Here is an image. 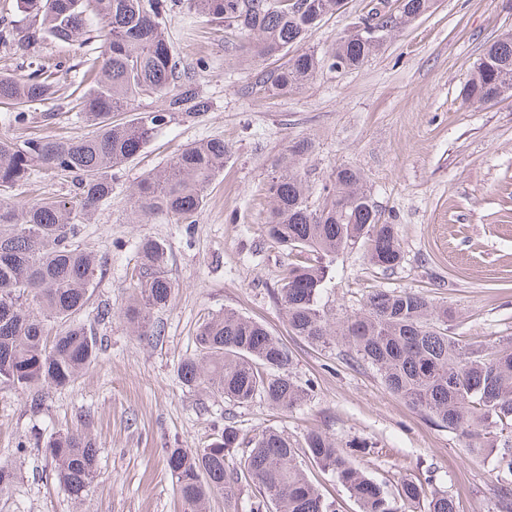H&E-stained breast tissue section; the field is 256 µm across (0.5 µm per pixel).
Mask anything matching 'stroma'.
I'll return each instance as SVG.
<instances>
[{
    "label": "stroma",
    "mask_w": 512,
    "mask_h": 512,
    "mask_svg": "<svg viewBox=\"0 0 512 512\" xmlns=\"http://www.w3.org/2000/svg\"><path fill=\"white\" fill-rule=\"evenodd\" d=\"M171 2L168 40L194 69L210 107L175 114L159 127L116 169L111 197L83 226L80 247L103 263L79 313L102 340L97 363L51 390L37 414L29 410V393L0 385V463L17 470L0 496V512H186L166 451L204 447L228 420L244 437L274 429L299 446L313 429L344 445L366 440L372 450L359 464L386 489L430 476L458 512H497L493 459H468L465 438L390 393L347 346H315L292 335L273 296L288 257L270 244L265 221L275 159L290 142L308 141L301 170L310 205L323 202L337 167L359 169L382 219L397 226L403 254L386 272L369 263L363 245L345 250L323 294L328 309L342 317L360 310L374 290L413 289L455 311L453 331L463 343L512 336V97H462L485 48L512 30V0H433L427 14L393 31L362 66L322 67L292 94L261 87L265 62L241 51L223 22L197 17L187 0ZM379 2L346 0L313 29L307 48L328 56ZM1 20L14 36L0 41V73L23 77L41 66L57 74L59 91L49 126L40 119L42 105L30 106L22 125L0 107V139L78 132L70 94L83 79L84 60L98 55L97 43L26 41L31 19L22 0H0ZM213 139L230 154L195 223L136 221L131 191L140 178L165 167L183 145ZM75 191L72 178L39 168L11 194L68 199ZM145 238L166 245L176 290L170 305L153 313L160 335L141 339L120 312ZM106 307L112 315L100 319ZM227 309L260 321L292 351L294 376L308 390L303 402L289 410L259 398L235 405L181 383L178 368L194 354L200 325ZM70 428L87 433L98 452L81 505L59 487L50 459L35 445Z\"/></svg>",
    "instance_id": "1"
}]
</instances>
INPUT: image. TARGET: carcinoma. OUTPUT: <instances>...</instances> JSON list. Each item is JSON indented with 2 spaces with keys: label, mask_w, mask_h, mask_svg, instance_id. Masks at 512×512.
<instances>
[{
  "label": "carcinoma",
  "mask_w": 512,
  "mask_h": 512,
  "mask_svg": "<svg viewBox=\"0 0 512 512\" xmlns=\"http://www.w3.org/2000/svg\"><path fill=\"white\" fill-rule=\"evenodd\" d=\"M334 0H188L194 14L232 21L236 37L253 57L286 60L263 72L260 84L286 94L316 73L321 59L303 48L313 26L306 15ZM40 22L27 33L43 32L61 42L102 43L90 69L93 81L74 97L78 123L86 133L36 136L19 144L0 141V187L23 186L36 167L73 176L78 193L71 201L0 195V384L31 393L38 413L49 390L67 386L93 365L98 342L94 328L75 319L88 302L100 266L77 242L85 216L112 193V171L132 158L177 112H204L208 99L191 72L181 68L163 28L167 0H24ZM296 54L288 55V49ZM341 37L329 53L355 69L377 49ZM467 100L494 102L512 97V33L491 43L465 86ZM58 83L49 77L0 75V103L16 108L54 98ZM153 93L166 108L141 112L119 122L117 112L134 110L136 98ZM307 141H296L277 159L279 175L269 188V239L287 251L288 263L273 290L290 331L318 345L341 341L371 366L386 389L425 413L438 426L471 440L468 451L494 458L499 512H512V336L493 345L464 346L450 334L455 313L412 289H378L362 309L344 318L324 310L322 295L336 257L358 242L371 265L384 271L402 259L396 225L381 221L361 172L340 167L332 175L325 202L309 205L300 160ZM228 149L220 140L186 145L159 173H149L131 194L141 219L167 216L195 222L207 189L224 170ZM133 294L123 318L137 336L157 334L151 312L168 306L175 284L166 271V249L153 239L138 245ZM37 307L33 316L29 308ZM291 352L261 322L227 310L205 321L196 334V353L180 365L188 387L206 384L224 399L245 404L256 397L281 409L294 407L303 390L296 383ZM245 455L236 426L204 448H169L167 465L182 502L203 512L213 493L224 494L227 512H239L242 483L252 482L264 497L249 512H336L304 472L309 458L331 471L359 512H400L397 501L421 503L423 512H458L432 484L403 480L393 495L354 459L368 443L349 447L318 430L298 448L284 434L265 430L249 440ZM44 453L57 483L68 495L87 496L97 470V449L75 428L50 438Z\"/></svg>",
  "instance_id": "carcinoma-1"
}]
</instances>
